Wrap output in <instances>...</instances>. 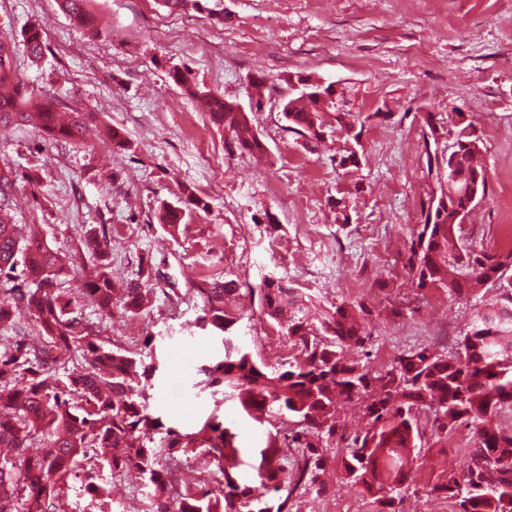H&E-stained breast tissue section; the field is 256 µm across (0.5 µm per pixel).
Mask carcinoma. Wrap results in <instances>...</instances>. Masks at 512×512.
I'll use <instances>...</instances> for the list:
<instances>
[{
    "label": "carcinoma",
    "mask_w": 512,
    "mask_h": 512,
    "mask_svg": "<svg viewBox=\"0 0 512 512\" xmlns=\"http://www.w3.org/2000/svg\"><path fill=\"white\" fill-rule=\"evenodd\" d=\"M202 0H162L177 11ZM89 0H57L73 23L100 33ZM209 10V9H207ZM224 19L219 10H209ZM30 57L41 58L43 40L34 26L22 33ZM12 34H0V101L11 111H0V131L26 125L54 137L79 142L95 125L92 112L70 108L59 122V105L34 97L16 74L13 60L3 56L4 44H15ZM186 94L206 100L211 122L224 129L241 152L264 151L246 112H237L224 96L189 82L178 69L170 72ZM336 113L340 130L349 132L359 121L354 112L336 111V102L290 98L282 113L288 130L320 140L325 115ZM471 124L455 121L448 128V148L454 156L452 174L443 180L433 166L434 155L425 143L428 174L436 184L422 205L420 222L410 231L404 268L418 288L448 289L457 299H471L506 277L512 268V250L492 253L462 238L460 213L473 208L466 177L483 171L477 160ZM13 171L0 168V277L13 283V304L0 303V325L15 335L0 350V512H58L62 482L82 472L84 489L95 512H113L108 485L99 478L105 465L113 471L133 470L147 491L144 512H293L297 494L321 496L327 490L331 445L345 443L344 478L371 497L373 512H402L404 484L413 478L421 447L419 414L428 410L436 431L448 434L464 424L476 437L458 475L450 472L430 489L455 505V512H512V433L495 425L503 413H512V282L496 300L477 311L470 329L453 351L415 346L386 367L376 370L369 361L348 360V348L370 356L373 310L364 302L328 307L288 285L267 277L258 288L259 314L277 323L297 354L276 367L258 361L228 335L234 321L224 310L234 294V282L215 279L198 288L202 316L197 321L214 328L224 353L197 366L201 383L220 402H235L260 424L270 426L264 446L254 450L256 482L271 495L254 493L241 481L236 434L210 419L207 438L166 426L150 407L155 367L135 351L97 343L78 329L81 313L71 289L65 287L72 258L53 249L40 228L25 229L13 222ZM448 197L444 213L431 212L433 201ZM201 208L194 190L181 189L176 204L162 203L157 219L170 234ZM93 267L84 272L83 295L98 315L118 313L135 317L145 309L149 289L136 280L116 279L104 263L106 232L85 233ZM23 308L38 328L37 342L25 336L16 316ZM358 401L368 427L349 435L338 407ZM31 448L40 449L32 456ZM294 448L303 465L294 468L281 449ZM198 452L215 463L223 477L217 494L208 489L175 492L176 471L188 453Z\"/></svg>",
    "instance_id": "cac0c4a2"
}]
</instances>
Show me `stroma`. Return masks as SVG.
Segmentation results:
<instances>
[{
    "instance_id": "obj_1",
    "label": "stroma",
    "mask_w": 512,
    "mask_h": 512,
    "mask_svg": "<svg viewBox=\"0 0 512 512\" xmlns=\"http://www.w3.org/2000/svg\"><path fill=\"white\" fill-rule=\"evenodd\" d=\"M100 35L77 27L56 0H0V34H16L14 67L27 88L96 113L118 128L126 148L102 137L83 144L21 127L0 134V166L16 174L14 221L38 224L48 243L89 266L83 234L105 227L115 275L150 271L144 314L101 319L79 300L92 338L149 351L157 367L152 397L165 425L195 433L223 417L242 447L259 446L265 428L240 408L214 407L198 391L195 368L213 353L198 328L196 288L235 281L225 311L231 333L266 364L291 344L278 324L260 319L255 294L275 275L324 303L363 301L376 310L370 365H389L413 346L455 349L475 301L447 289L416 288L404 268L409 232L434 183L425 139L465 113L483 141L487 192L470 212L464 237L504 252L512 207V0H223L224 16L172 12L157 0H93ZM38 25L44 54L32 60L19 35ZM179 69L200 87L252 110L266 146L255 157L231 147L201 103L168 77ZM341 84L363 127L358 166L331 162L352 144L327 118L315 149L282 117L288 77ZM269 87L260 110L252 78ZM191 186L203 209L176 234L156 221L161 202ZM345 206L350 223L336 220ZM402 314L391 317V307ZM474 443L469 427L448 437L426 429L405 492V512H453L429 489L462 472ZM328 491L300 499L302 512H371L330 449Z\"/></svg>"
}]
</instances>
